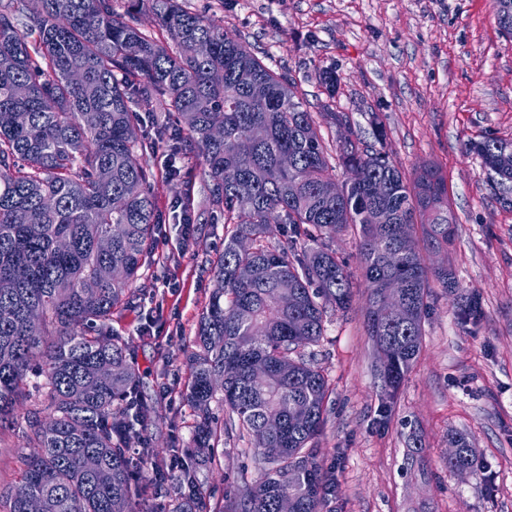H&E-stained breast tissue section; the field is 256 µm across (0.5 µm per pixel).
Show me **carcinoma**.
Wrapping results in <instances>:
<instances>
[{"label":"carcinoma","mask_w":512,"mask_h":512,"mask_svg":"<svg viewBox=\"0 0 512 512\" xmlns=\"http://www.w3.org/2000/svg\"><path fill=\"white\" fill-rule=\"evenodd\" d=\"M493 3L511 39L512 0ZM148 10L155 31L142 28ZM371 127L368 144L346 113L308 111L286 74L184 0H0V432L22 419L36 449L0 489V512H27L31 499L40 512H157L155 408L105 326L155 254V184L189 187L177 160L191 154L231 229L188 355V453L209 458L233 434L259 468L212 505L183 463L167 512H280L284 497L292 512H330L336 479L312 449L330 385L307 348L323 339L327 307L351 308L352 277L329 240L359 237L388 401L420 351L433 289L459 288L450 265L424 258L454 235L447 175L428 166L408 178L378 116ZM465 151L511 207L512 139ZM273 224L286 243L268 241ZM394 280L398 314L382 300ZM484 316L478 293L458 296L460 323ZM36 368L46 391L28 409ZM216 403L229 422L215 420ZM452 444L448 468L479 466L465 437Z\"/></svg>","instance_id":"1"}]
</instances>
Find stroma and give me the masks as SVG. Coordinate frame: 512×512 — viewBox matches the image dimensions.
Masks as SVG:
<instances>
[{
    "label": "stroma",
    "mask_w": 512,
    "mask_h": 512,
    "mask_svg": "<svg viewBox=\"0 0 512 512\" xmlns=\"http://www.w3.org/2000/svg\"><path fill=\"white\" fill-rule=\"evenodd\" d=\"M220 20L250 50L287 74L297 97L317 112L325 99L319 71L338 77L337 111L364 139L377 113L395 164L413 174L432 163L448 177L457 226L447 252L429 265H451L463 290L479 291L485 317L462 325L452 296L435 291L414 365L387 418L382 380L364 323L368 290L359 244L341 232L330 244L352 274L347 314L327 311L315 347L332 393L317 453L334 469L332 512H512V208L503 207L468 139L512 137V41L498 31L492 0H186ZM157 252L138 280V295L112 314L129 345L145 395L156 405L151 427L157 464L184 462L195 423L185 400L188 352L214 289L211 268L224 250L223 220L204 214L203 175L191 187L199 223L185 233L171 208L173 185L158 182ZM423 441L412 454L411 434ZM463 435L479 469L448 468L450 439ZM228 438L201 465L203 492L216 503L255 471L254 456ZM31 450L23 427L0 434V486L15 483Z\"/></svg>",
    "instance_id": "1"
}]
</instances>
